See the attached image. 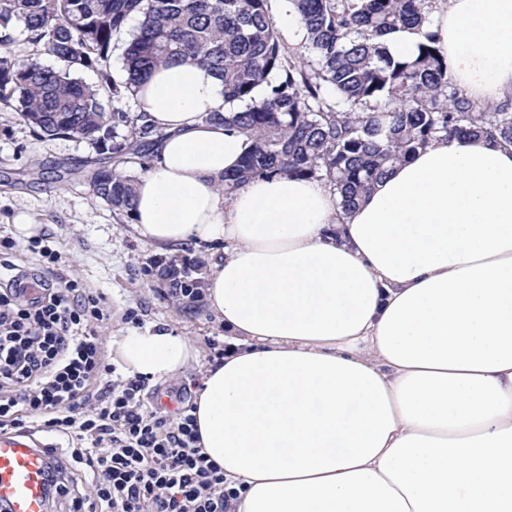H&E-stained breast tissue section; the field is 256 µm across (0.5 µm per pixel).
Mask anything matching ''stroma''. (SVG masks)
Wrapping results in <instances>:
<instances>
[{
    "label": "stroma",
    "instance_id": "obj_1",
    "mask_svg": "<svg viewBox=\"0 0 512 512\" xmlns=\"http://www.w3.org/2000/svg\"><path fill=\"white\" fill-rule=\"evenodd\" d=\"M94 141L44 137L33 133L14 113L0 112V239L14 240L11 258L16 269L39 272V257L29 240L15 236L18 216L37 225L38 238L58 250L67 273L102 295L112 311L105 339L127 330L163 329L187 337L198 349V361L161 381V388H198L202 372L224 344V327L207 302L177 306L165 296V284L154 275L158 261H184L200 268L211 262L207 249L186 244L161 252L139 242L132 219L97 198L82 177L56 181L55 167L65 161L78 167L98 159ZM138 322H129L128 309Z\"/></svg>",
    "mask_w": 512,
    "mask_h": 512
}]
</instances>
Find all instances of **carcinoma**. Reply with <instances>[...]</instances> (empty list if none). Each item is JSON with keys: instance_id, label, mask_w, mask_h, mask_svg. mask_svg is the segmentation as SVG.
<instances>
[{"instance_id": "1", "label": "carcinoma", "mask_w": 512, "mask_h": 512, "mask_svg": "<svg viewBox=\"0 0 512 512\" xmlns=\"http://www.w3.org/2000/svg\"><path fill=\"white\" fill-rule=\"evenodd\" d=\"M303 30L283 43L268 0H0V48L26 42L62 63L49 69L9 56L0 65V112L16 114L33 132L90 139L112 165L86 174L94 194L132 211L136 177L126 164L151 167L165 133L142 112L107 111V99L136 97L152 72L190 61L220 78L224 110L207 120L246 137L235 169L224 173L230 196L246 182L277 174L325 181L349 211L391 167L432 141L486 135L512 144V103L469 98L448 78L430 45L404 61L392 57L389 35L419 31L432 0H289ZM138 29L124 43V76L112 75L114 46L128 19ZM91 70L98 84L72 76Z\"/></svg>"}]
</instances>
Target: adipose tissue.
I'll return each instance as SVG.
<instances>
[{"mask_svg": "<svg viewBox=\"0 0 512 512\" xmlns=\"http://www.w3.org/2000/svg\"><path fill=\"white\" fill-rule=\"evenodd\" d=\"M428 33L470 97L512 99V0H436L389 51ZM137 98L167 133L136 186L140 239L223 248L207 301L228 341L194 415L234 512H512V145L434 141L347 214L285 175L224 197L245 138L208 121L224 96L206 70L160 68ZM112 345L153 381L198 354L164 330Z\"/></svg>", "mask_w": 512, "mask_h": 512, "instance_id": "obj_1", "label": "adipose tissue"}]
</instances>
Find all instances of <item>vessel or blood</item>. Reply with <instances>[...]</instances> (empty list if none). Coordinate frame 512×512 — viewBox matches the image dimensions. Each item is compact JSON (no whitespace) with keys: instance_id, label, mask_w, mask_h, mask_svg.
I'll use <instances>...</instances> for the list:
<instances>
[{"instance_id":"obj_1","label":"vessel or blood","mask_w":512,"mask_h":512,"mask_svg":"<svg viewBox=\"0 0 512 512\" xmlns=\"http://www.w3.org/2000/svg\"><path fill=\"white\" fill-rule=\"evenodd\" d=\"M56 464V451L29 432L0 433V512H49L48 472Z\"/></svg>"}]
</instances>
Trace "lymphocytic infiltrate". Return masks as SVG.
<instances>
[{
  "mask_svg": "<svg viewBox=\"0 0 512 512\" xmlns=\"http://www.w3.org/2000/svg\"><path fill=\"white\" fill-rule=\"evenodd\" d=\"M39 286L0 289V431L67 437L68 468L90 473L83 490L59 486L70 512H228L235 492L199 446L187 388L171 410L145 377H113L104 298L74 278Z\"/></svg>",
  "mask_w": 512,
  "mask_h": 512,
  "instance_id": "obj_1",
  "label": "lymphocytic infiltrate"
}]
</instances>
